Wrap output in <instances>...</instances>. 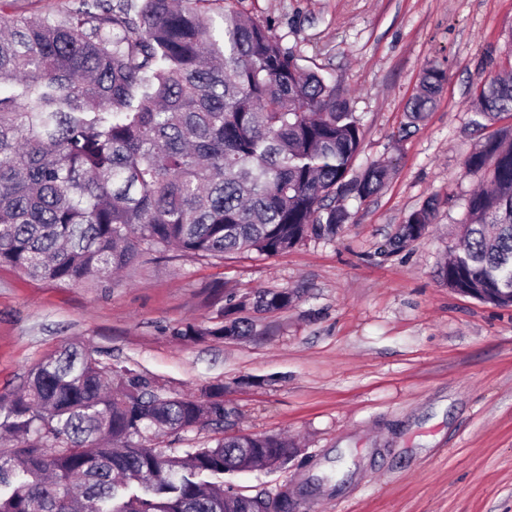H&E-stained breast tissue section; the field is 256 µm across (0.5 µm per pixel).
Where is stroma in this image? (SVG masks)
I'll list each match as a JSON object with an SVG mask.
<instances>
[{
    "label": "stroma",
    "instance_id": "obj_1",
    "mask_svg": "<svg viewBox=\"0 0 512 512\" xmlns=\"http://www.w3.org/2000/svg\"><path fill=\"white\" fill-rule=\"evenodd\" d=\"M299 64L335 85L360 118L351 173L391 162L375 195L344 199L331 240L201 262L177 253L127 271L120 286L59 285L0 267V395L70 342L125 362L170 393L224 386L223 430L164 438L210 444L218 433L276 435L288 467L238 474L246 495L301 494L300 512H512V307L448 288L438 271L460 239L484 177L466 160L497 125L476 129L474 88L512 66V0H239ZM447 81L416 124L408 106L426 66ZM427 233L388 253L428 197ZM288 290V308L245 311L240 339L183 342L187 322L221 321L225 297ZM345 453L351 479L302 493Z\"/></svg>",
    "mask_w": 512,
    "mask_h": 512
}]
</instances>
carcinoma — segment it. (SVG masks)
<instances>
[{
    "mask_svg": "<svg viewBox=\"0 0 512 512\" xmlns=\"http://www.w3.org/2000/svg\"><path fill=\"white\" fill-rule=\"evenodd\" d=\"M79 0L57 18L0 19V267L76 285L155 253L201 260L274 255L308 238L332 239L350 213L336 199L375 195L390 169L350 178L360 119L318 73L300 66L269 30L223 0ZM429 66L409 110L424 117L442 89ZM481 128L512 115V77L473 94ZM487 173L468 201L465 246L448 256V287L512 307V131L466 160ZM437 199L411 212L396 251L433 224ZM293 294L259 290L257 311ZM241 318L186 323L178 340L240 337ZM224 386L197 396L162 392L118 362L69 345L41 360L21 388L0 396V512H296L284 495L250 497L227 476L282 469L297 450L274 435H225L182 452L163 436L223 428Z\"/></svg>",
    "mask_w": 512,
    "mask_h": 512,
    "instance_id": "1",
    "label": "carcinoma"
}]
</instances>
